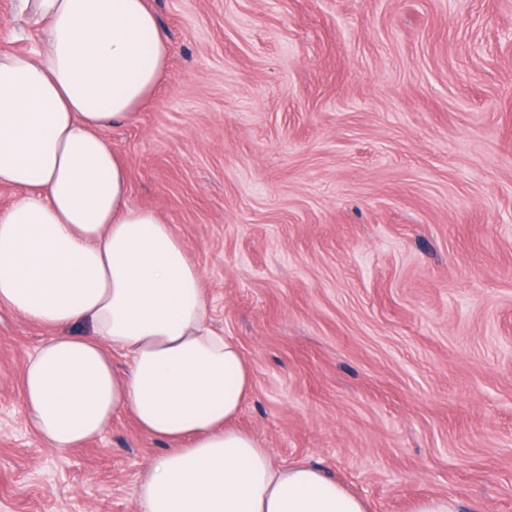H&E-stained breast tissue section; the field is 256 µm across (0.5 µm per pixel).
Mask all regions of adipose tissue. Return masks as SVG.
<instances>
[{
    "label": "adipose tissue",
    "mask_w": 512,
    "mask_h": 512,
    "mask_svg": "<svg viewBox=\"0 0 512 512\" xmlns=\"http://www.w3.org/2000/svg\"><path fill=\"white\" fill-rule=\"evenodd\" d=\"M17 16L32 47L0 52V185L16 190L0 208V307L51 331L21 380L35 431L63 452L132 414L167 444L136 485L141 512H368L235 428L250 368L213 329L202 270L171 225L130 200L103 132L166 69L147 0H17Z\"/></svg>",
    "instance_id": "adipose-tissue-1"
}]
</instances>
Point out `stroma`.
<instances>
[{
    "mask_svg": "<svg viewBox=\"0 0 512 512\" xmlns=\"http://www.w3.org/2000/svg\"><path fill=\"white\" fill-rule=\"evenodd\" d=\"M170 45L108 130L202 270L253 388L236 421L371 512H512V0H149ZM0 309V512H138L128 414L59 453ZM461 503L446 495L426 497L415 504L413 512H464Z\"/></svg>",
    "mask_w": 512,
    "mask_h": 512,
    "instance_id": "35a3bbf8",
    "label": "stroma"
}]
</instances>
